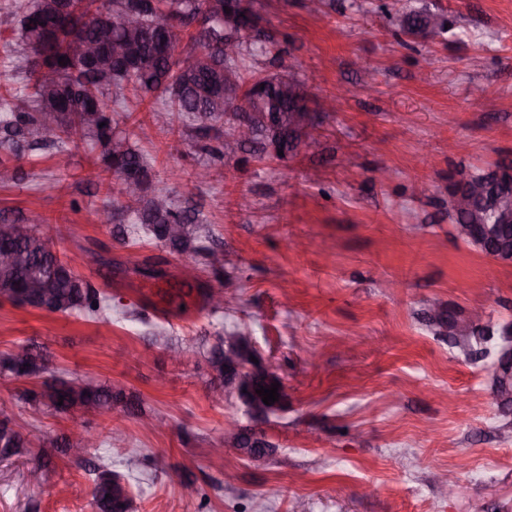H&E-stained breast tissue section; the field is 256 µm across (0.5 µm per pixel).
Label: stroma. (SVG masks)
Here are the masks:
<instances>
[{"label":"stroma","instance_id":"obj_1","mask_svg":"<svg viewBox=\"0 0 512 512\" xmlns=\"http://www.w3.org/2000/svg\"><path fill=\"white\" fill-rule=\"evenodd\" d=\"M448 15L447 32L405 36L390 21L404 3ZM281 48L260 76L294 74L310 103L351 88L337 112L317 113L312 142L279 159L245 148L219 156L216 136L169 120L132 86L107 92L112 128L150 166L146 196L163 191L198 210L223 270L144 239L122 244L98 209L125 200L101 149L68 141L5 155L17 177L0 186V222L41 218L61 257L79 256L93 288L145 321L48 314L0 298V358L33 341L48 371L136 395L146 417L119 411L32 414L19 391L40 377L0 374V412L46 438L83 423L88 458L129 475L131 512H512V413L493 393L495 355H465L434 335L428 314L483 311L512 326V266L459 240L448 219V174L512 156V0H253ZM485 94L474 99L471 85ZM452 140L466 152L449 153ZM163 262L168 275L139 269ZM206 287L227 288L221 312L180 296L184 264ZM398 282L391 290L390 282ZM481 290H474L473 282ZM248 331L288 393L286 411L250 422L234 397L216 398L204 351ZM254 426L275 451L253 462L213 454L226 428ZM28 461L0 463V512H95L93 477L55 457L40 487Z\"/></svg>","mask_w":512,"mask_h":512}]
</instances>
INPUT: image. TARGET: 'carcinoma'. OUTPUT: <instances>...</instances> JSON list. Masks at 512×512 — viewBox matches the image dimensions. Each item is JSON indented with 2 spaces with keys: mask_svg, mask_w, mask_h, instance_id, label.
I'll list each match as a JSON object with an SVG mask.
<instances>
[{
  "mask_svg": "<svg viewBox=\"0 0 512 512\" xmlns=\"http://www.w3.org/2000/svg\"><path fill=\"white\" fill-rule=\"evenodd\" d=\"M250 0H68L78 19L83 21L75 33L53 21L56 32L51 37L38 31L32 20L51 19L58 0H30L19 19L16 32L18 48L10 50L8 77L26 74L27 83L14 87L4 83L0 92V150L11 153L23 151L29 139L40 141L85 140L95 141L104 149L109 168L120 181L134 177L145 184L148 168L136 153L129 139L112 131V116L104 100L107 91L133 86L141 96L154 97L165 106V111L190 117L198 122L199 130L206 131L210 123L224 122V135H230L241 118L250 112H296L307 107L303 83L301 90L291 96L283 95L271 79L255 76L246 69V61L270 52L275 45L271 39H260L258 22L233 21L228 17L252 12ZM119 13H135L143 18L139 36V51L122 58L112 55V44L102 46L93 60V75L79 65L81 57L70 49L73 35L87 40L97 39L99 30L108 26ZM179 20V33L189 30L198 21L204 27L189 38L205 49L202 55H191L181 62L164 55L166 42L176 32L165 30L169 17ZM435 18L434 33L445 30L447 16L424 9L408 11L399 25L404 34L419 31ZM233 44L234 56H224V45ZM42 45L55 63L54 84L47 87L40 82L29 66V56ZM65 57L59 63V57ZM61 106L65 115L56 117L58 131L47 134L44 113L47 106ZM127 212L134 215L132 228L140 229L161 245L181 254L201 255L208 267L215 264L224 252L205 245L208 235L200 225H191V217L175 209L171 198L163 193L154 195L141 210L132 204L141 197L127 198ZM13 224H0V245L10 239L14 251L23 256L15 265H0V296L16 303H24L40 291L52 297L51 312L58 314L82 313L97 319L112 309V298L93 288L75 269L72 259H63L52 248L46 247V224L27 225L28 233L15 236ZM454 344L470 351L473 344L488 341L489 335L471 326V334L452 336ZM207 362L213 372L216 386H224V337H217ZM47 369L46 358L28 344L18 345L0 360V370L15 379L36 376ZM64 399H59V396ZM32 413L49 408L59 414L91 411H110L118 406L128 407L121 388L93 384L87 379L45 380L38 390L26 389L20 394ZM51 451L33 449V442L24 433L10 425L9 418L0 419V461L21 457L37 451L42 463L36 470L44 472L50 459L57 453H68L73 447L71 436L64 435L50 443ZM94 474L91 491L96 512H129L130 484L125 475L112 471L104 464H92Z\"/></svg>",
  "mask_w": 512,
  "mask_h": 512,
  "instance_id": "carcinoma-1",
  "label": "carcinoma"
}]
</instances>
